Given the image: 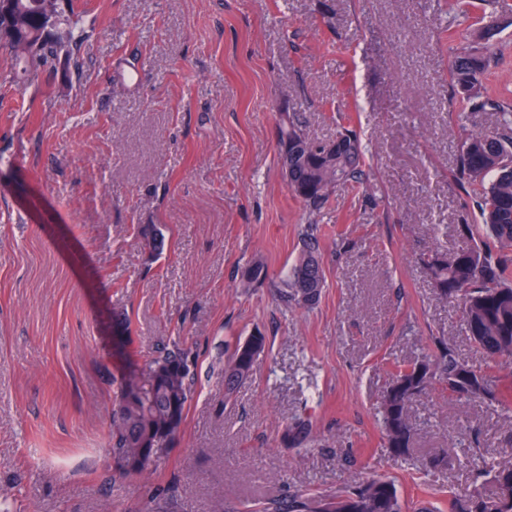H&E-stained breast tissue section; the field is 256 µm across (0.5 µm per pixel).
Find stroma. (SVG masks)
<instances>
[{"instance_id":"stroma-1","label":"stroma","mask_w":512,"mask_h":512,"mask_svg":"<svg viewBox=\"0 0 512 512\" xmlns=\"http://www.w3.org/2000/svg\"><path fill=\"white\" fill-rule=\"evenodd\" d=\"M450 2L77 0L87 41L22 93L0 51V512L254 510L369 476L444 507L474 458L512 464V410L422 393L413 456L447 451L442 470L394 458L377 415L392 366L438 342L491 367L423 259L469 246L461 143L499 125L463 101L451 61L488 55L482 92L512 108V16L492 29ZM284 112L315 141L356 130L358 188L309 213L281 174ZM311 224L326 285L314 308L286 306ZM254 261L267 278L241 287ZM257 332L267 350L226 395ZM175 341L195 357L182 431L156 470L113 478V382ZM299 417L318 446L283 443ZM266 345V337L257 332L235 346L231 359L224 368V386L228 395L250 378Z\"/></svg>"}]
</instances>
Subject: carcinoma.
Listing matches in <instances>:
<instances>
[{
	"instance_id": "obj_1",
	"label": "carcinoma",
	"mask_w": 512,
	"mask_h": 512,
	"mask_svg": "<svg viewBox=\"0 0 512 512\" xmlns=\"http://www.w3.org/2000/svg\"><path fill=\"white\" fill-rule=\"evenodd\" d=\"M87 38L80 12L72 0H0V48L10 57V83L23 88L54 69L63 52L71 53ZM486 60L461 53L450 68V78L463 99L480 109L501 110L497 133L468 134L461 147L460 172L477 198L481 224L465 230L476 235L461 249L435 250L424 263L433 288L443 299L458 303L465 334L493 361L512 360V113L483 96L480 75ZM288 142V189L307 207L320 209L336 188L361 181V149L350 129L336 138L316 142L304 135L298 119L282 114L278 142ZM314 234L292 266L280 301L315 306L325 286L315 256ZM266 278L262 264L247 266L241 274L247 288ZM266 337L257 332L238 343L224 368L226 393L250 378ZM437 387L459 402L487 400L512 409V375L476 369L458 359L447 346L431 358L399 363L389 373L378 408L385 446L402 460L413 455L417 436L411 414L413 402L425 390ZM196 394L194 364L178 343L165 346L142 367L116 381L109 447L112 472L118 477L138 475L158 465L183 425ZM312 426L297 418L284 430L294 446L311 441ZM476 479L493 486L485 494L476 486L450 499V512H512V464L487 460ZM395 484L369 477L341 495L298 492L273 499L257 512H408Z\"/></svg>"
}]
</instances>
